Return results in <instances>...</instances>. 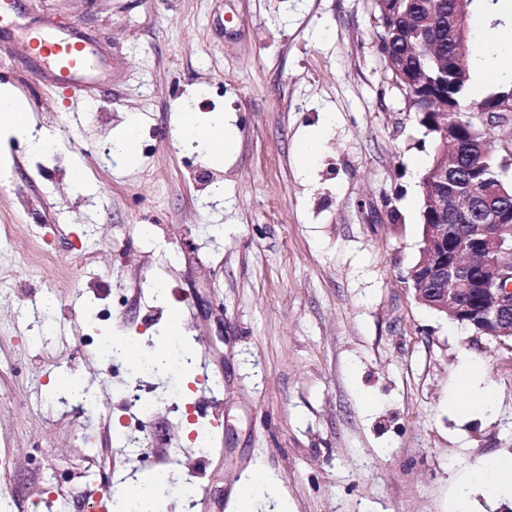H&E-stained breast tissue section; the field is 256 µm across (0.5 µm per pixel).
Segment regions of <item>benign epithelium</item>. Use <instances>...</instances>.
Masks as SVG:
<instances>
[{"instance_id": "obj_1", "label": "benign epithelium", "mask_w": 512, "mask_h": 512, "mask_svg": "<svg viewBox=\"0 0 512 512\" xmlns=\"http://www.w3.org/2000/svg\"><path fill=\"white\" fill-rule=\"evenodd\" d=\"M386 67L410 102L429 99L434 117L427 128L437 142L436 160L421 179L423 241L421 260L409 271L414 299L427 308L466 325L480 336L500 343L512 341V208L483 204L486 190L501 195V184L483 189L457 167L448 166V143H460V122L448 119L456 107L445 98V80L457 73V61L448 55L445 65L422 79L406 68L403 55L385 56ZM470 120L483 127L512 121V89L483 101ZM472 198L476 225L448 238V210L444 195Z\"/></svg>"}]
</instances>
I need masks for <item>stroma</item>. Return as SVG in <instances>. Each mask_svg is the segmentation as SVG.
<instances>
[{
    "label": "stroma",
    "instance_id": "1",
    "mask_svg": "<svg viewBox=\"0 0 512 512\" xmlns=\"http://www.w3.org/2000/svg\"><path fill=\"white\" fill-rule=\"evenodd\" d=\"M0 50L19 49L45 22L89 38L100 68L81 92L4 73L31 117L25 135L0 133V226L16 247L0 272V449H10V512H107L109 489L140 475L112 437L124 406L116 377L74 351L92 330L154 348L171 312L193 357L183 382L212 421L192 452L195 512H237L236 486L263 468L253 512H512V493L487 503L468 490L474 465L512 461V349L418 304L406 277L424 248L420 178L432 140L387 70L374 0H13ZM473 42L495 69L470 94L512 80V45L470 13ZM231 116L229 159H207L182 138ZM135 167L82 154L110 146L130 117ZM67 128L70 142L37 154L29 138ZM81 162L91 189L73 193ZM98 244L83 248L86 231ZM52 273L27 276L41 250ZM159 289L138 291L140 278ZM28 299L16 314L18 295ZM57 309L48 365L32 336L45 297ZM495 405H451L464 362ZM23 363L28 377L7 371ZM82 378L96 407L75 414L30 407L35 380ZM110 419H102L101 408ZM43 448L54 480L28 469ZM114 470L85 484L93 462Z\"/></svg>",
    "mask_w": 512,
    "mask_h": 512
}]
</instances>
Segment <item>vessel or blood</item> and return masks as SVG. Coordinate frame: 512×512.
I'll return each mask as SVG.
<instances>
[{"label":"vessel or blood","mask_w":512,"mask_h":512,"mask_svg":"<svg viewBox=\"0 0 512 512\" xmlns=\"http://www.w3.org/2000/svg\"><path fill=\"white\" fill-rule=\"evenodd\" d=\"M24 63H48L55 83L73 89L90 78L95 49L89 42L75 38L59 28L41 30L21 47Z\"/></svg>","instance_id":"b4317fda"}]
</instances>
